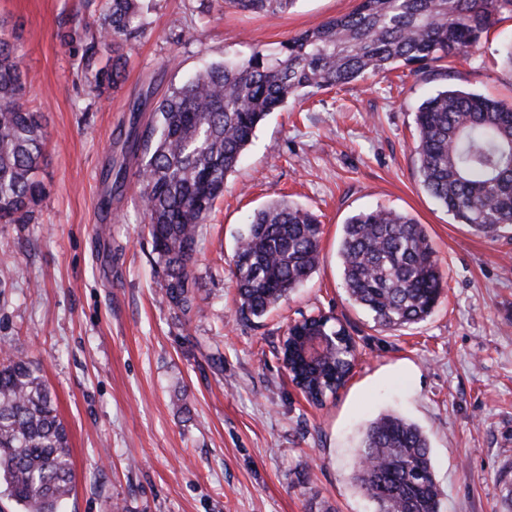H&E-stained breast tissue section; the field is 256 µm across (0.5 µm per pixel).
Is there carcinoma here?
I'll list each match as a JSON object with an SVG mask.
<instances>
[{"mask_svg": "<svg viewBox=\"0 0 512 512\" xmlns=\"http://www.w3.org/2000/svg\"><path fill=\"white\" fill-rule=\"evenodd\" d=\"M146 0H101L62 44L77 61L76 80L98 88L122 77V45L146 32ZM297 0H223V8L276 15ZM512 0H358L356 8L233 62L212 64L172 86L143 125L133 124L125 155L136 171L145 227L163 268V296L183 317L196 309L193 265L203 224L236 171L257 126L291 100L309 101L399 66L457 58L476 47ZM112 50V68L98 67ZM23 73L13 35L0 27V223L27 224L42 194L39 116L21 103ZM414 152L423 187L459 224L496 236L512 227V105L445 89L416 113ZM128 181V164L102 175V205ZM339 258L350 301L382 330L426 321L447 282L423 225L401 212L352 215L342 227ZM321 225L285 200L255 212L232 253L237 314L261 318L307 280L320 262ZM347 332L318 314L288 327L281 348L292 381L322 401L344 385L356 358L338 343L317 365L301 363L297 338ZM353 482L375 512H440L431 450L421 429L387 412L366 427ZM0 487L22 512H58L73 491L67 430L39 365L0 349Z\"/></svg>", "mask_w": 512, "mask_h": 512, "instance_id": "carcinoma-1", "label": "carcinoma"}]
</instances>
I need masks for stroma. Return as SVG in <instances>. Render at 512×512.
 <instances>
[{
  "mask_svg": "<svg viewBox=\"0 0 512 512\" xmlns=\"http://www.w3.org/2000/svg\"><path fill=\"white\" fill-rule=\"evenodd\" d=\"M98 0H0L42 113L44 194L27 224H0V344L38 364L69 435L73 494L60 512H373L351 481L365 425L394 411L427 435L441 512H503L512 481V230L456 223L421 183L415 114L458 87L512 104V42L502 15L472 54L400 67L289 103L258 127L204 226L193 268L200 314L161 293L136 180L110 208L100 174L119 153L128 103L163 96L206 65L249 56L356 0H297L270 16L216 0H156L143 38L123 49L125 78L103 95L75 83L59 32ZM286 198L322 224L321 261L260 319L235 313L233 247L251 215ZM423 224L447 281L427 321L376 330L342 286V226L375 208ZM346 322L357 362L323 405L291 383L277 351L291 322Z\"/></svg>",
  "mask_w": 512,
  "mask_h": 512,
  "instance_id": "stroma-1",
  "label": "stroma"
}]
</instances>
